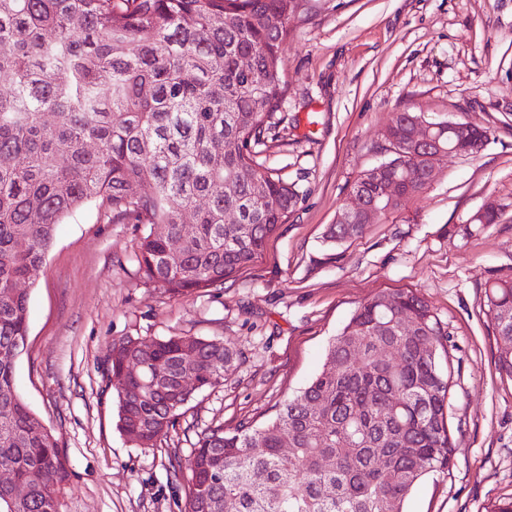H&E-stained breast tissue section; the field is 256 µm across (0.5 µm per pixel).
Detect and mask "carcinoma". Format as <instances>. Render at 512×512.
<instances>
[{"label": "carcinoma", "mask_w": 512, "mask_h": 512, "mask_svg": "<svg viewBox=\"0 0 512 512\" xmlns=\"http://www.w3.org/2000/svg\"><path fill=\"white\" fill-rule=\"evenodd\" d=\"M299 9L292 19L282 0H0V74L11 77L0 90V466L30 486L20 503L0 487V512H57L69 476L59 438L15 386L13 351L29 335V292L17 284L38 281L55 226L87 204L108 223L149 226L138 271L172 296L221 286L256 263L300 196L257 159L285 96L281 47L308 20L310 0ZM430 134L472 154L488 141L464 121ZM231 138L240 147L226 154ZM386 164L414 182L396 210L423 187L411 158L396 153ZM131 184L147 192L132 198ZM187 212L194 235L170 258L168 240ZM364 229L332 225L325 242L334 249ZM390 297L388 307L380 294L355 309L321 373L265 424L197 433L177 472L182 512H403L426 474L449 468L447 326L418 293ZM484 307L498 345H512V278L485 287ZM186 340L112 342L117 427L139 432L144 448L176 426L193 394L187 372L200 365L208 377L198 390L214 388L235 358L222 340L197 336L192 350Z\"/></svg>", "instance_id": "cac0c4a2"}]
</instances>
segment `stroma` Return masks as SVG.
Here are the masks:
<instances>
[{"label": "stroma", "mask_w": 512, "mask_h": 512, "mask_svg": "<svg viewBox=\"0 0 512 512\" xmlns=\"http://www.w3.org/2000/svg\"><path fill=\"white\" fill-rule=\"evenodd\" d=\"M279 73L286 95L260 158L300 199L257 264L174 297L138 272L145 225L100 223L93 206L57 225L16 379L69 461L58 512H181L169 455L188 461L205 427L265 422L321 372L355 308L397 289L447 323L454 367L452 462L418 483L404 512H486L512 497V380L497 370L483 305L488 283L512 278V0H316ZM404 110L483 127L488 142L441 160L420 194L327 259L324 233L358 175L389 158L382 132ZM489 201L498 223H471ZM166 336L216 337L236 357L159 447L142 448L117 427L107 358L113 341Z\"/></svg>", "instance_id": "obj_1"}]
</instances>
